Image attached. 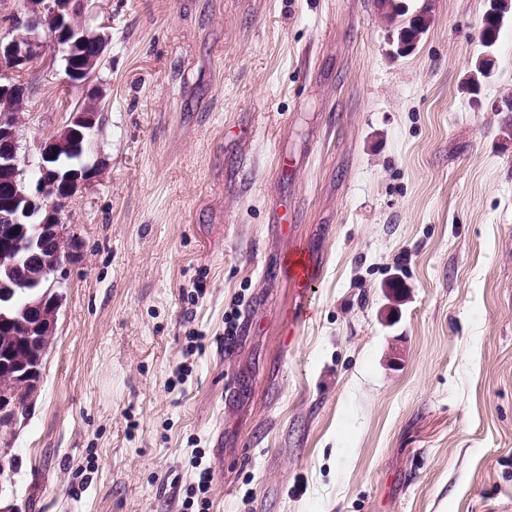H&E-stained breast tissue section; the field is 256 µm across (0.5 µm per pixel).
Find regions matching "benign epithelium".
<instances>
[{
    "instance_id": "benign-epithelium-1",
    "label": "benign epithelium",
    "mask_w": 512,
    "mask_h": 512,
    "mask_svg": "<svg viewBox=\"0 0 512 512\" xmlns=\"http://www.w3.org/2000/svg\"><path fill=\"white\" fill-rule=\"evenodd\" d=\"M88 7L87 0H46L41 11L47 19L33 14L21 21L27 30L24 40L0 37V64L15 73L0 82L1 97L26 93L22 75L51 48L62 53L66 86L103 100L99 87L89 79L91 70L73 67L80 58L88 59L92 66L102 63L109 43L106 25H101V32H91L72 22L75 10ZM99 117L100 113L84 112L78 106L69 113L63 134L72 136L74 149L86 151ZM19 127L14 113L0 111V249L17 257L6 268L7 279L0 280V325L19 329L31 347L15 382L0 388V415L5 418L15 414L40 378L44 343L53 335L61 304L56 291L61 285L58 272L70 258V253L57 250L54 244L70 239L64 213L99 169L97 165L61 167L57 163L61 136L54 135L37 143L39 161L33 177H26L18 156ZM18 286L30 289L22 303L15 301Z\"/></svg>"
}]
</instances>
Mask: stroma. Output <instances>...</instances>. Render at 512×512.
Here are the masks:
<instances>
[{
  "mask_svg": "<svg viewBox=\"0 0 512 512\" xmlns=\"http://www.w3.org/2000/svg\"><path fill=\"white\" fill-rule=\"evenodd\" d=\"M92 4L103 171L0 503L183 512L199 451L209 512H512V20L475 99L485 0L407 56L377 0ZM25 79L33 164L82 92Z\"/></svg>",
  "mask_w": 512,
  "mask_h": 512,
  "instance_id": "obj_1",
  "label": "stroma"
}]
</instances>
